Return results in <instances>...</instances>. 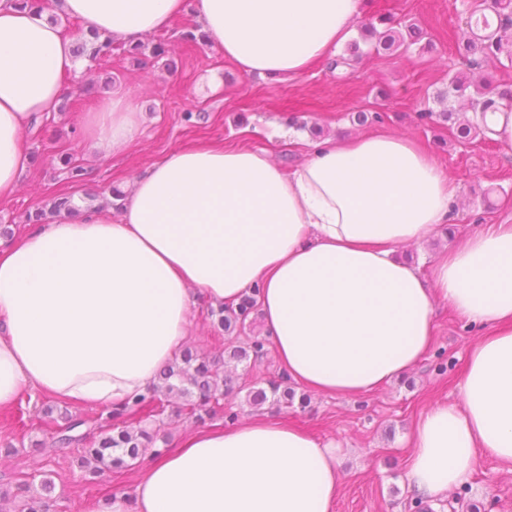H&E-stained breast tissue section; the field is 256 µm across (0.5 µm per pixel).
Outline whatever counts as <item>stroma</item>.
<instances>
[{"mask_svg":"<svg viewBox=\"0 0 512 512\" xmlns=\"http://www.w3.org/2000/svg\"><path fill=\"white\" fill-rule=\"evenodd\" d=\"M468 2L370 0L365 14L375 17L390 9L395 22L418 24L435 47L425 54L415 47L391 56L371 54L341 78L323 64L278 83L242 74L206 41L193 47L181 41L182 31L200 28L191 15L145 39L136 53L117 51L97 62L80 57V67L68 81L87 85L89 102L79 106L64 101L62 112L25 130L32 169L22 179L23 192L0 203V224L23 233L26 212L49 208L52 198L62 194L86 207L98 205L110 189L121 188L149 164L182 147L221 143L269 148L288 171L309 155L310 125H322L331 136L345 139L358 131L359 111L380 113L372 130L411 134L444 166L457 189L449 235L430 237L410 250L413 262L429 263L442 247L461 244L483 225L512 224V146L493 140L457 144L447 128L421 118L422 112L439 108L435 95L448 81L454 35L463 25ZM159 44L165 48L160 55L154 51ZM116 87L129 89L149 120L134 142L104 158L86 136L84 121ZM188 111L193 114L189 121L184 118ZM72 163L86 170L84 181H70ZM434 322L429 356L384 390L352 400L317 394L302 411L264 406V415L279 417L322 441H336L341 482L335 512H408L413 493L402 480L411 453L407 436L432 403L459 402L467 350L477 334L444 305L436 307ZM52 401L44 393L22 395L21 425L0 412V446L15 449L0 467V487L14 489L30 473L45 475L55 486L54 512H92L103 495L132 493L139 470L93 479L78 468L76 449L33 452V444L47 439L53 428L42 413L43 405ZM464 490V500L454 504L456 512H466L470 504L479 512H512V468L495 460L480 459Z\"/></svg>","mask_w":512,"mask_h":512,"instance_id":"stroma-1","label":"stroma"}]
</instances>
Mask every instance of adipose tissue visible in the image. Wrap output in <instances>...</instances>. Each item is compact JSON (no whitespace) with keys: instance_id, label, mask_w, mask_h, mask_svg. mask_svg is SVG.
<instances>
[{"instance_id":"ef3b65f1","label":"adipose tissue","mask_w":512,"mask_h":512,"mask_svg":"<svg viewBox=\"0 0 512 512\" xmlns=\"http://www.w3.org/2000/svg\"><path fill=\"white\" fill-rule=\"evenodd\" d=\"M88 31L134 46L193 14L241 73L291 78L332 57L364 0H54ZM45 6L0 0V201L32 164L23 131L56 112L77 67ZM146 122L116 90L87 120L103 156ZM120 215L78 208L0 242V409L45 392L95 407L143 393L192 335L202 305L259 288L264 334L290 380L352 399L414 368L448 305L479 326L456 404L416 421L403 476L432 502L480 457L512 466V224L435 255H398L452 223L439 162L392 132L317 143L284 172L269 150L170 151L137 175ZM337 447L274 418L193 431L105 512H335Z\"/></svg>"}]
</instances>
